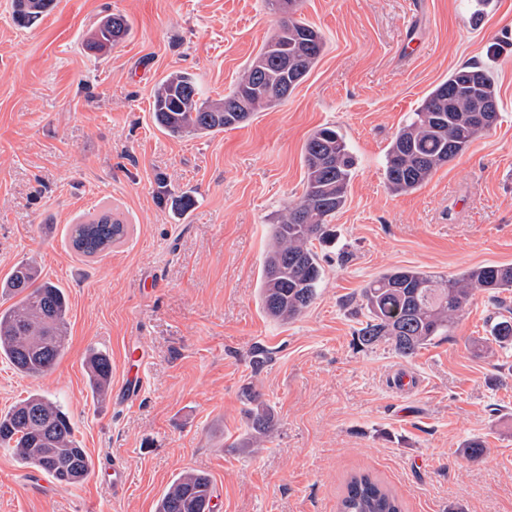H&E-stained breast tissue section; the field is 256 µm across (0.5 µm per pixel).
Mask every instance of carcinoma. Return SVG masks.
Segmentation results:
<instances>
[{"instance_id": "obj_1", "label": "carcinoma", "mask_w": 512, "mask_h": 512, "mask_svg": "<svg viewBox=\"0 0 512 512\" xmlns=\"http://www.w3.org/2000/svg\"><path fill=\"white\" fill-rule=\"evenodd\" d=\"M54 0H14L23 24L39 20ZM288 32L285 50L274 54L263 46L251 59L237 84L224 97L201 98L192 74L172 71L156 84L152 112L156 126L173 138L209 136L236 128L258 112L285 99L304 81L325 49L323 35L288 13L278 27ZM129 31L119 14L104 16L88 46L108 51ZM498 119V90L490 69L474 63L451 70L423 99L411 119L393 136L385 156V179L394 194L422 188L442 166L462 154L490 131ZM304 190L288 204L271 227L272 246L263 262L258 300L274 320L302 315L317 297L324 270L313 241L325 237L327 224L341 210L356 171V160L344 136L333 126L317 129L303 150ZM127 233V225L108 210L74 225L75 249L94 257ZM512 291V265H484L457 275H441L413 268L381 274L361 289L358 313L363 316L357 338L360 346L389 344L401 358L410 359L436 338L448 335L478 293H488L498 306L490 335L482 338L487 350L512 345V304L500 297ZM0 295L12 304L0 309V357L18 372L39 375L57 363L66 339L68 298L64 289L41 278L33 262H21L0 282ZM89 387L106 394L112 362L101 351L86 360ZM251 443L274 431L271 405L250 387L242 391ZM0 447L11 450L22 464L49 475L60 485H74L92 472V461L75 438L60 404L31 395L0 413ZM212 483L208 475L179 472L158 500L156 512H211ZM339 512H403L402 504L368 474L352 476Z\"/></svg>"}]
</instances>
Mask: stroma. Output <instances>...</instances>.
Returning <instances> with one entry per match:
<instances>
[{"mask_svg":"<svg viewBox=\"0 0 512 512\" xmlns=\"http://www.w3.org/2000/svg\"><path fill=\"white\" fill-rule=\"evenodd\" d=\"M474 5L302 0L326 49L292 94L238 128L172 138L153 121L154 85L182 70L203 98L223 97L277 29L266 0H55L30 27L0 0V280L35 262L70 305L52 370L25 375L0 358V413L34 393L56 400L94 463L117 459L129 475L117 500L91 478L39 489L0 447V512H155L187 468L210 477L218 512H338L357 473L404 512H512V346L472 350L493 321L487 294L410 359L361 347L354 314L390 269L512 264V0ZM108 13L127 17L128 35L86 49ZM464 63L494 74L495 128L420 190L390 193L392 135ZM321 126L344 134L357 169L332 241L316 247L318 296L281 322L257 302L262 262ZM107 209L126 236L81 256L74 225ZM130 344L147 383L121 407L92 394L84 361L108 353L120 384ZM256 347L270 354L257 370ZM248 385L276 415L257 452L245 446ZM471 439L485 446L475 462L460 452Z\"/></svg>","mask_w":512,"mask_h":512,"instance_id":"stroma-1","label":"stroma"}]
</instances>
